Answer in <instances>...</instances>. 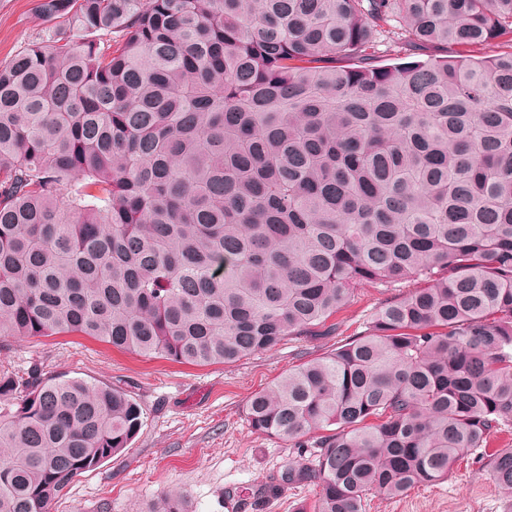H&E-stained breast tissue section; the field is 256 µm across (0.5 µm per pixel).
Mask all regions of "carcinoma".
<instances>
[{"instance_id":"obj_1","label":"carcinoma","mask_w":512,"mask_h":512,"mask_svg":"<svg viewBox=\"0 0 512 512\" xmlns=\"http://www.w3.org/2000/svg\"><path fill=\"white\" fill-rule=\"evenodd\" d=\"M39 11L72 37L0 65V337L229 364L399 289L246 402L293 448L256 499L314 487L299 512L438 483L512 427V50L377 61L395 19L409 44L512 35V0ZM142 425L121 390L0 370V512H51ZM488 475L512 498V448Z\"/></svg>"}]
</instances>
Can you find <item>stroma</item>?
Masks as SVG:
<instances>
[{
  "mask_svg": "<svg viewBox=\"0 0 512 512\" xmlns=\"http://www.w3.org/2000/svg\"><path fill=\"white\" fill-rule=\"evenodd\" d=\"M36 5L0 0V64L45 37L49 24ZM385 297L383 288L363 285L333 316L337 336L290 337L232 364H179L89 336L0 338V367L20 373L35 362L50 375L122 390L143 410L142 428L129 448L78 476L52 512H146L166 491L180 495L186 512H297L312 501L313 488L261 502L253 497L289 446L253 432L245 404L289 367L334 349L337 337L364 331ZM510 447L512 429L499 433L490 447L471 451L448 479L398 498L369 496L366 512H512V499L484 469L492 451Z\"/></svg>",
  "mask_w": 512,
  "mask_h": 512,
  "instance_id": "1",
  "label": "stroma"
}]
</instances>
